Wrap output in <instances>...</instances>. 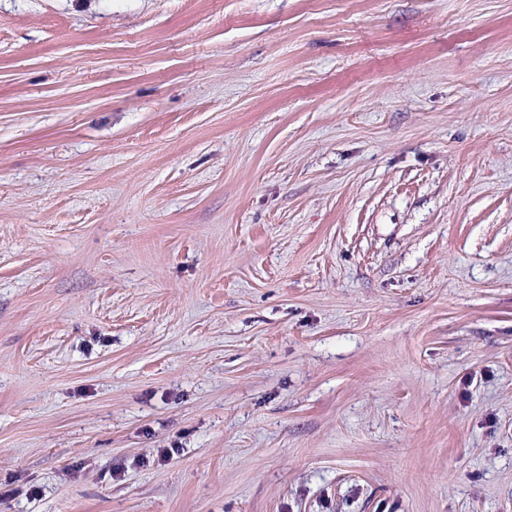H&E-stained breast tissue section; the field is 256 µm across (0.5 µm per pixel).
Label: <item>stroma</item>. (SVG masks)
I'll return each mask as SVG.
<instances>
[{"instance_id":"obj_1","label":"stroma","mask_w":512,"mask_h":512,"mask_svg":"<svg viewBox=\"0 0 512 512\" xmlns=\"http://www.w3.org/2000/svg\"><path fill=\"white\" fill-rule=\"evenodd\" d=\"M0 512H512V0H0Z\"/></svg>"}]
</instances>
